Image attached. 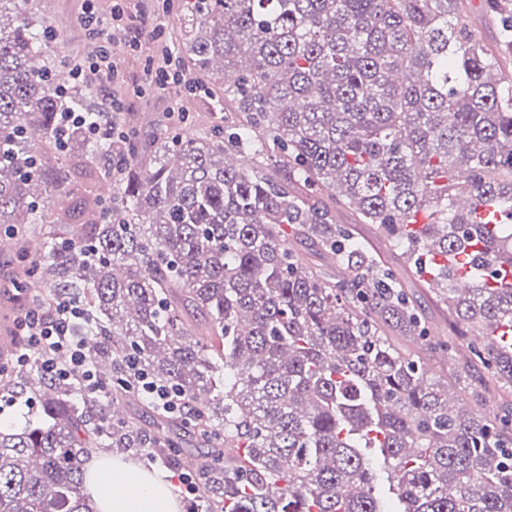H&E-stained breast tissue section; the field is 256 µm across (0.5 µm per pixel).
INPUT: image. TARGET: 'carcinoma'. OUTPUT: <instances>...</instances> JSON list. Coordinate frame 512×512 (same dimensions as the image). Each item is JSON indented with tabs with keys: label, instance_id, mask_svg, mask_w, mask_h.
<instances>
[{
	"label": "carcinoma",
	"instance_id": "1",
	"mask_svg": "<svg viewBox=\"0 0 512 512\" xmlns=\"http://www.w3.org/2000/svg\"><path fill=\"white\" fill-rule=\"evenodd\" d=\"M188 0L196 69L234 81L238 112L209 131L134 144L112 207V143L73 127L30 0H0V226L46 309L74 328L112 403L132 363L191 420H110L77 379L26 378L43 420L0 427V512H95L84 456H198L196 512H512V410L448 402L431 352L462 349L512 386V0ZM350 210L453 317L429 339L409 288ZM45 244L27 251L33 229ZM321 257L301 260L292 242Z\"/></svg>",
	"mask_w": 512,
	"mask_h": 512
}]
</instances>
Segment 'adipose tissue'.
I'll return each instance as SVG.
<instances>
[{
  "mask_svg": "<svg viewBox=\"0 0 512 512\" xmlns=\"http://www.w3.org/2000/svg\"><path fill=\"white\" fill-rule=\"evenodd\" d=\"M86 491L96 512H179L165 474L143 471L110 456L87 462Z\"/></svg>",
  "mask_w": 512,
  "mask_h": 512,
  "instance_id": "obj_1",
  "label": "adipose tissue"
}]
</instances>
